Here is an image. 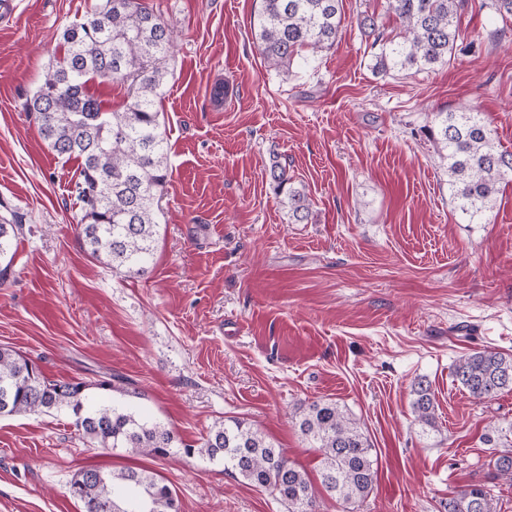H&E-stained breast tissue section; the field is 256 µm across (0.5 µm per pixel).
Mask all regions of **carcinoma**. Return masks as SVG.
Wrapping results in <instances>:
<instances>
[{"instance_id":"carcinoma-1","label":"carcinoma","mask_w":512,"mask_h":512,"mask_svg":"<svg viewBox=\"0 0 512 512\" xmlns=\"http://www.w3.org/2000/svg\"><path fill=\"white\" fill-rule=\"evenodd\" d=\"M343 0H260L256 39L268 67L285 74L300 60L308 66L330 50L342 26ZM399 21L394 39L378 31L374 18L359 21L373 37V72L422 71L450 62L458 36L457 19L465 0H386ZM64 52L55 59L25 111L35 115L39 132L54 154L79 161L74 192L81 204L79 237L89 256L124 274L142 275L153 254L168 177V151L159 103L168 71L171 29L142 0H102L62 34ZM95 78L117 82L126 104L114 110L89 92ZM451 202L470 224H480L500 186L512 176V153L498 148L478 113L457 107L435 113L427 127ZM274 192L288 216L308 220L304 188L292 186L286 166H271ZM22 214L0 216V257L22 226ZM454 375L463 390L484 400L512 390V355L484 349L462 357ZM95 387L116 394L112 403L89 405L84 381H57L15 350L0 347V417L68 410L77 431L104 448H123L164 460L180 448L224 462L234 477L266 490L288 505V512H314V487L307 472L290 463L281 448L245 422L233 419L212 428L194 448L176 439L166 425L148 420L118 400L130 396L125 377L114 374ZM415 420L435 429L434 395L423 379L412 385ZM295 425L321 457L323 489L343 506L356 509L372 493L377 469L371 443L359 423L332 401H316L294 413ZM83 512H178L172 489L140 468L79 469L69 485ZM447 512H496L493 496L471 485L448 498Z\"/></svg>"}]
</instances>
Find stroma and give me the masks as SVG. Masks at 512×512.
<instances>
[{
  "instance_id": "obj_1",
  "label": "stroma",
  "mask_w": 512,
  "mask_h": 512,
  "mask_svg": "<svg viewBox=\"0 0 512 512\" xmlns=\"http://www.w3.org/2000/svg\"><path fill=\"white\" fill-rule=\"evenodd\" d=\"M144 3L172 22L173 47L161 104L169 179L140 276L87 255L77 162L50 152L22 108L65 26L98 0H16L0 18V200L25 217L0 283V346L51 379L88 382L96 400L97 381L123 375L128 405L195 447L245 421L313 480L319 454L290 414L332 400L377 460L359 512H444L474 484L512 512V482L494 467L512 442L485 441L512 422V391L478 401L453 376L461 355H512V181L485 223H462L423 133L465 104L512 152V19L469 0L448 65L383 76L358 21L372 16L389 37L398 22L385 0H343L335 47L286 77L257 47L256 0ZM276 158L306 187L304 223L273 191ZM418 379L436 400L427 434L411 407ZM89 466L156 471L178 512H288L204 457L104 448L65 412L0 417V512H80L69 483Z\"/></svg>"
}]
</instances>
